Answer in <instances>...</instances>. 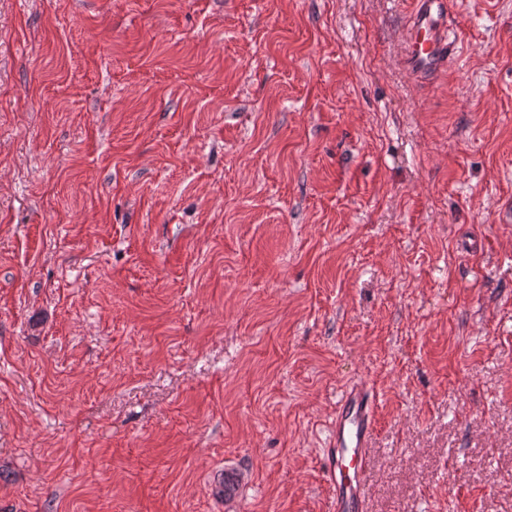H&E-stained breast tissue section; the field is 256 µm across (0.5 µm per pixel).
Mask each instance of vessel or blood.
Returning a JSON list of instances; mask_svg holds the SVG:
<instances>
[{"instance_id": "obj_1", "label": "vessel or blood", "mask_w": 512, "mask_h": 512, "mask_svg": "<svg viewBox=\"0 0 512 512\" xmlns=\"http://www.w3.org/2000/svg\"><path fill=\"white\" fill-rule=\"evenodd\" d=\"M449 0H416L404 33V67L416 78L431 79L445 64L450 47ZM375 396L364 384L349 387L330 426L324 475L330 487V512H366L364 486L367 449L374 427Z\"/></svg>"}]
</instances>
